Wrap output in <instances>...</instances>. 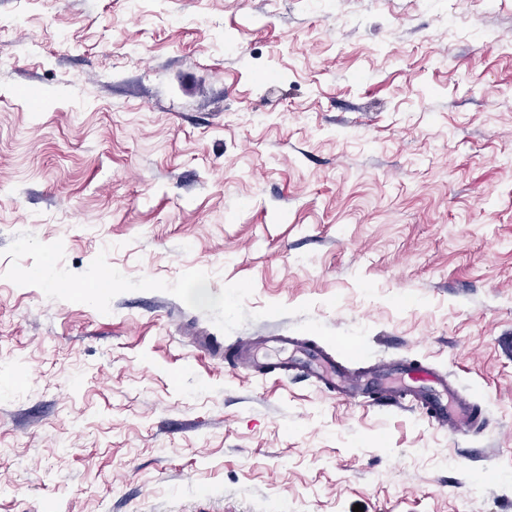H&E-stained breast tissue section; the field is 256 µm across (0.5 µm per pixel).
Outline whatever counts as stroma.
I'll use <instances>...</instances> for the list:
<instances>
[{
    "label": "stroma",
    "mask_w": 512,
    "mask_h": 512,
    "mask_svg": "<svg viewBox=\"0 0 512 512\" xmlns=\"http://www.w3.org/2000/svg\"><path fill=\"white\" fill-rule=\"evenodd\" d=\"M252 280L220 334L5 279L17 234ZM313 319L447 373L464 436L235 344ZM289 315L260 317L265 306ZM512 512V0H0V512Z\"/></svg>",
    "instance_id": "stroma-1"
}]
</instances>
